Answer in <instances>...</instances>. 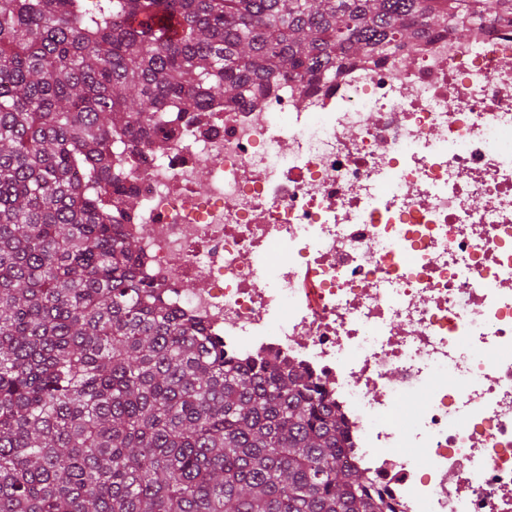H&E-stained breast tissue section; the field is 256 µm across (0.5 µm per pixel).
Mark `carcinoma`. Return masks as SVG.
<instances>
[{
  "instance_id": "1",
  "label": "carcinoma",
  "mask_w": 512,
  "mask_h": 512,
  "mask_svg": "<svg viewBox=\"0 0 512 512\" xmlns=\"http://www.w3.org/2000/svg\"><path fill=\"white\" fill-rule=\"evenodd\" d=\"M508 16L512 0H3L0 512H376L319 384L225 359L139 276L126 159L163 153L176 112Z\"/></svg>"
}]
</instances>
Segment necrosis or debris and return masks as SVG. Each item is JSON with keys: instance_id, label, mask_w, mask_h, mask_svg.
<instances>
[{"instance_id": "4bbe7bcc", "label": "necrosis or debris", "mask_w": 512, "mask_h": 512, "mask_svg": "<svg viewBox=\"0 0 512 512\" xmlns=\"http://www.w3.org/2000/svg\"><path fill=\"white\" fill-rule=\"evenodd\" d=\"M128 180L156 297L319 383L385 512H512V23L184 113Z\"/></svg>"}]
</instances>
